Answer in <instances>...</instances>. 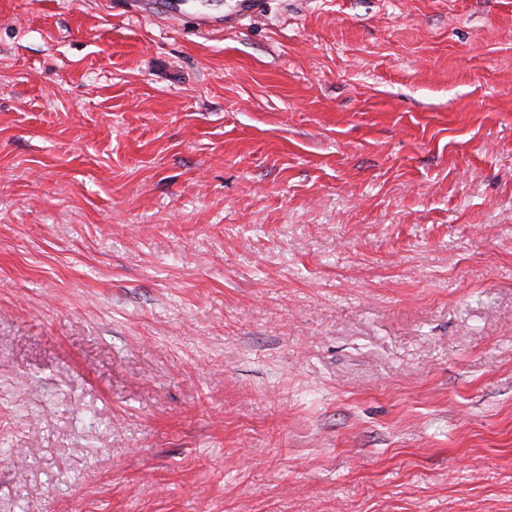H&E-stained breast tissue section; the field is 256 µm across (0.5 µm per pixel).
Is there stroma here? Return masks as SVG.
Instances as JSON below:
<instances>
[{"instance_id": "obj_1", "label": "stroma", "mask_w": 512, "mask_h": 512, "mask_svg": "<svg viewBox=\"0 0 512 512\" xmlns=\"http://www.w3.org/2000/svg\"><path fill=\"white\" fill-rule=\"evenodd\" d=\"M0 0V512H512V0Z\"/></svg>"}]
</instances>
